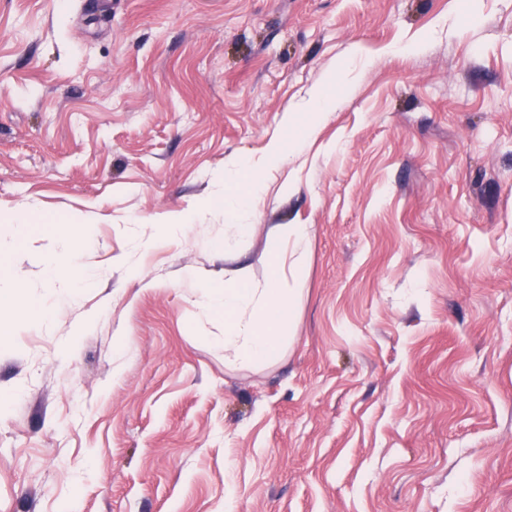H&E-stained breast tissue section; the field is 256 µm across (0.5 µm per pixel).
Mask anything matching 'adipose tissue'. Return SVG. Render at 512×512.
<instances>
[{"label": "adipose tissue", "instance_id": "adipose-tissue-1", "mask_svg": "<svg viewBox=\"0 0 512 512\" xmlns=\"http://www.w3.org/2000/svg\"><path fill=\"white\" fill-rule=\"evenodd\" d=\"M307 251V230L302 224L275 225L268 247L274 259L265 287H254L244 270L231 274L224 287L213 289L212 305L222 307L224 355L245 365H262L278 359L295 317L299 282L304 269L296 263L291 277H284L280 259L287 245Z\"/></svg>", "mask_w": 512, "mask_h": 512}]
</instances>
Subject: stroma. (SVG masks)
I'll return each mask as SVG.
<instances>
[{"label":"stroma","instance_id":"obj_1","mask_svg":"<svg viewBox=\"0 0 512 512\" xmlns=\"http://www.w3.org/2000/svg\"><path fill=\"white\" fill-rule=\"evenodd\" d=\"M459 2L0 0V512H512V0ZM278 224L241 365L208 295ZM335 99L325 96L323 93L316 91L312 93L305 105L309 123L306 127L307 134H312L316 129V121L325 113L335 108ZM307 230L302 224H278L270 232L268 247L274 259L265 288H255L243 269L233 270L223 288H213L212 305L224 308V357L245 365L278 359L296 311L299 285L307 254ZM301 251L292 272V284L283 276L281 257L288 243Z\"/></svg>","mask_w":512,"mask_h":512}]
</instances>
